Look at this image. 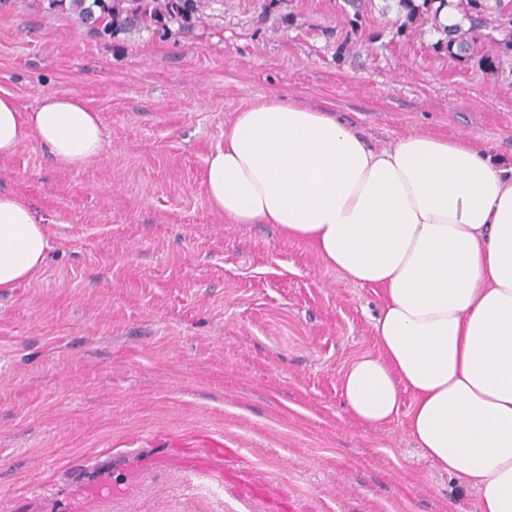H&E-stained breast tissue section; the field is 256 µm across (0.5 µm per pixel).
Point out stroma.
<instances>
[{
  "label": "stroma",
  "instance_id": "1",
  "mask_svg": "<svg viewBox=\"0 0 512 512\" xmlns=\"http://www.w3.org/2000/svg\"><path fill=\"white\" fill-rule=\"evenodd\" d=\"M397 0H211L185 32L103 39L47 0H0V92L98 112L99 158L37 139L0 157V194L50 247L0 293V512H479L407 430L356 420L344 374L379 352L381 289L272 224H229L204 171L236 114L287 96L374 147L410 133L512 163V65L450 59ZM235 449L224 486L204 448ZM112 481L121 496H86Z\"/></svg>",
  "mask_w": 512,
  "mask_h": 512
}]
</instances>
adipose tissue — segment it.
<instances>
[{"label":"adipose tissue","mask_w":512,"mask_h":512,"mask_svg":"<svg viewBox=\"0 0 512 512\" xmlns=\"http://www.w3.org/2000/svg\"><path fill=\"white\" fill-rule=\"evenodd\" d=\"M37 138L57 162L99 156L102 123L73 96L19 111L0 96V156ZM210 204L231 224H274L355 283L382 288L380 356L355 360L344 403L381 425L414 399L408 431L440 469L512 512V164L417 133L376 148L283 96L252 103L207 160ZM49 248L29 206L0 196V291Z\"/></svg>","instance_id":"obj_1"}]
</instances>
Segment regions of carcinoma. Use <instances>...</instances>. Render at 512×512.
Masks as SVG:
<instances>
[{"label":"carcinoma","mask_w":512,"mask_h":512,"mask_svg":"<svg viewBox=\"0 0 512 512\" xmlns=\"http://www.w3.org/2000/svg\"><path fill=\"white\" fill-rule=\"evenodd\" d=\"M48 8L68 3V9L100 38L114 37L134 30L147 29L155 34H167L170 25L185 29L200 17L207 0H47ZM439 6H434V3ZM447 5L461 16V22L448 28L441 27L440 11ZM398 6L413 20L420 11L432 12L436 30L448 39V56L463 60L476 55L481 62L494 57L503 63L512 58V12L504 0H398ZM481 13L497 21L493 33L481 36L476 14Z\"/></svg>","instance_id":"1"}]
</instances>
